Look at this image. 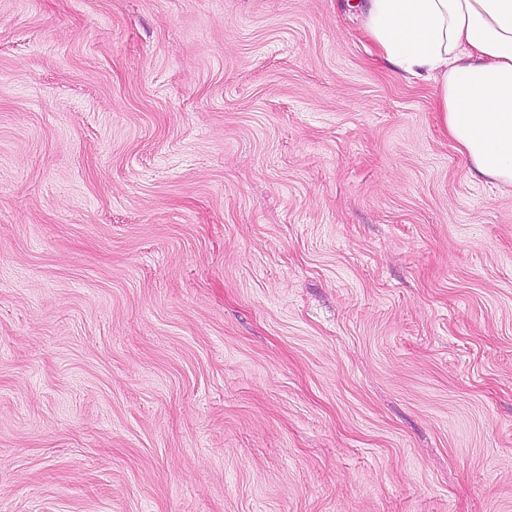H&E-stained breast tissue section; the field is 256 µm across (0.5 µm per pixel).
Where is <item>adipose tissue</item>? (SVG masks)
I'll return each instance as SVG.
<instances>
[{
    "label": "adipose tissue",
    "instance_id": "ef3b65f1",
    "mask_svg": "<svg viewBox=\"0 0 512 512\" xmlns=\"http://www.w3.org/2000/svg\"><path fill=\"white\" fill-rule=\"evenodd\" d=\"M360 29L436 110L476 174L512 187V0H366Z\"/></svg>",
    "mask_w": 512,
    "mask_h": 512
}]
</instances>
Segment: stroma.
Instances as JSON below:
<instances>
[{
  "label": "stroma",
  "mask_w": 512,
  "mask_h": 512,
  "mask_svg": "<svg viewBox=\"0 0 512 512\" xmlns=\"http://www.w3.org/2000/svg\"><path fill=\"white\" fill-rule=\"evenodd\" d=\"M348 0H0V512H512V188Z\"/></svg>",
  "instance_id": "obj_1"
}]
</instances>
